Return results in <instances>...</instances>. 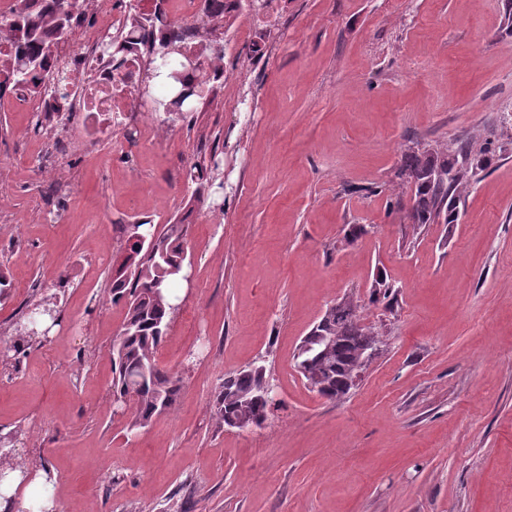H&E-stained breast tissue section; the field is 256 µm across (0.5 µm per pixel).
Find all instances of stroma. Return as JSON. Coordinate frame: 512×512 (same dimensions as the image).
Wrapping results in <instances>:
<instances>
[{"label":"stroma","instance_id":"stroma-1","mask_svg":"<svg viewBox=\"0 0 512 512\" xmlns=\"http://www.w3.org/2000/svg\"><path fill=\"white\" fill-rule=\"evenodd\" d=\"M283 7V28L245 40L225 21L238 82L160 142L116 128L57 146L0 101V435L22 432L16 501L47 473L55 512H512V0ZM231 128L250 160L225 154ZM473 135L497 150L458 223H410L402 152ZM213 159L221 208L189 176ZM134 216L189 222L193 254L157 353L181 396L136 431L112 405L115 227ZM345 296L383 338L330 400L296 354ZM45 300L56 325L15 352V321ZM251 365L275 408L257 428L219 426L216 387Z\"/></svg>","mask_w":512,"mask_h":512}]
</instances>
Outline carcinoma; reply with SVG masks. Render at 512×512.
<instances>
[{
    "label": "carcinoma",
    "mask_w": 512,
    "mask_h": 512,
    "mask_svg": "<svg viewBox=\"0 0 512 512\" xmlns=\"http://www.w3.org/2000/svg\"><path fill=\"white\" fill-rule=\"evenodd\" d=\"M131 20L145 32L142 46L156 63L151 80L168 76L182 59L177 36L160 44L152 39L155 29H170L165 10L136 13ZM85 15L84 0H23L19 8L0 13V31L9 34L10 49L0 52V99L15 87L41 86L50 48L75 37L74 21ZM489 143L475 137L459 139L452 146L431 149L408 148L397 166L398 186L411 190L412 205L407 217L412 224H453L458 219V204L477 181L479 172L490 161ZM186 224H167L162 230L148 222L121 225L120 241L124 249L136 254L130 274L112 279V301L126 308L121 331L112 344V395L121 409L131 411L129 429L148 426L160 411L171 410L182 391L179 376L162 368L156 359L159 346L179 310L173 288L182 278L168 272L171 266L185 263L188 248ZM155 238L165 253L160 258L132 243L135 235ZM358 304L327 308L319 320L320 335L328 345H315L298 351L296 367L302 377L318 374L336 385L360 363L363 349L380 340L381 332L365 329L358 323ZM57 310L40 303L14 324L19 341L30 342L46 332L41 320H56ZM269 384L266 369L253 366L224 376L214 391L213 408L218 424L252 419L261 424L267 419L268 401L257 397Z\"/></svg>",
    "instance_id": "carcinoma-1"
}]
</instances>
